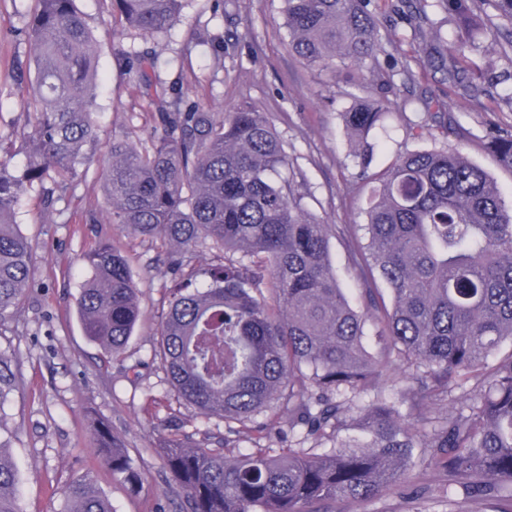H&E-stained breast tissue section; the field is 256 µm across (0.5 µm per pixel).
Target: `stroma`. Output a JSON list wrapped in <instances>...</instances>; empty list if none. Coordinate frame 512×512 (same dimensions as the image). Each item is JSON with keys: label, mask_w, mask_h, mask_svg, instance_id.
I'll return each mask as SVG.
<instances>
[{"label": "stroma", "mask_w": 512, "mask_h": 512, "mask_svg": "<svg viewBox=\"0 0 512 512\" xmlns=\"http://www.w3.org/2000/svg\"><path fill=\"white\" fill-rule=\"evenodd\" d=\"M414 2L372 0L384 50L376 71L361 74L343 66L322 72L290 53L282 0H187L179 24L153 37L115 22L107 0H77L99 47L97 151L65 193L32 190L23 196L17 221L31 245L32 273L20 309L0 327V356L18 374L17 390L0 405L7 423L0 443L16 466L22 512H64L65 486L86 475L109 498L113 512H182L183 497L165 466L156 430L173 417L183 423L180 438L204 445L223 441L228 457L243 448L288 445L287 436L275 431L261 435L244 428L231 435L220 418L196 419L155 355L172 269L157 244L111 224L99 179L113 136L134 127L141 144L149 145L160 110L159 101L127 73V53H156L158 87L178 86L210 111L245 103L266 112L288 154V178L305 208L323 223L360 233L376 175L419 150L460 149L490 174L504 200L512 201V171L498 166L488 138L492 131L512 130V108L449 87L427 61L432 36H413L399 17ZM35 9L36 0H0V137L12 141L17 166L25 162L28 129L13 76L28 61L30 47L16 31ZM470 16L475 32L497 41L495 52L471 54V61L511 86L512 31L481 0L472 4ZM387 81L393 88L382 98L386 115L370 134L373 155L364 169L341 114L361 97L362 83ZM440 112L448 115L447 137L413 135L414 123H435ZM90 213L96 223H84ZM101 239L127 256L144 313L122 361L84 335L78 316L80 286L90 274L85 256ZM329 249L341 288L361 306L364 282L346 240L330 236ZM96 417L110 425L141 471L139 490H129L100 466L91 434ZM414 481L420 488L415 499L390 492L364 503L336 502L325 512H449L434 492L438 477L428 473Z\"/></svg>", "instance_id": "1"}]
</instances>
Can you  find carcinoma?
<instances>
[{"mask_svg":"<svg viewBox=\"0 0 512 512\" xmlns=\"http://www.w3.org/2000/svg\"><path fill=\"white\" fill-rule=\"evenodd\" d=\"M186 0H111L112 14L142 35L170 32ZM470 0H417L403 17L414 33L441 37L436 10L465 22ZM371 0H283L288 49L322 70L355 65L375 70L382 36ZM23 34L30 46L33 129L25 137L23 167L11 166L0 143V324L19 307L29 286L32 251L18 230L20 198L34 185L64 187L94 152L98 112V53L76 0H38ZM486 46L468 35L447 44L430 63L448 83L483 89L468 54ZM144 51L128 61L146 94L158 93ZM346 125L358 136L355 156L366 164L367 140L385 112L373 88ZM489 147L512 170V132ZM288 154L263 112L241 104L207 112L178 93L158 113L151 146L130 132L112 139L103 176L110 221L124 232L160 243L177 275L157 336L156 355L178 396L198 417H219L228 432L276 424L317 445L318 454L256 448L234 460L222 448L184 439L164 447L165 464L183 494L185 512H315L321 504L368 502L409 484L415 449H427L425 469L443 477L453 502L468 497L512 512V352L488 357L512 340V206L480 166L459 151H413L376 177L356 265L365 279L354 309L336 280L328 249L329 225L306 211L282 176ZM205 245L218 262L192 266L184 253ZM92 276L81 285L78 313L85 336L114 359L143 314L124 255L100 242L86 256ZM380 325L378 353L363 345L364 323ZM406 364L416 413L406 422L376 390L385 360ZM474 382L478 396L447 417L432 418L427 402L448 386ZM17 374L0 355V404ZM264 420H258L259 416ZM360 421L368 441L340 438ZM99 459L113 476L137 489L141 473L128 450L99 419L92 423ZM66 512H113L94 480L64 490ZM0 512H20L18 477L0 443Z\"/></svg>","mask_w":512,"mask_h":512,"instance_id":"1","label":"carcinoma"}]
</instances>
